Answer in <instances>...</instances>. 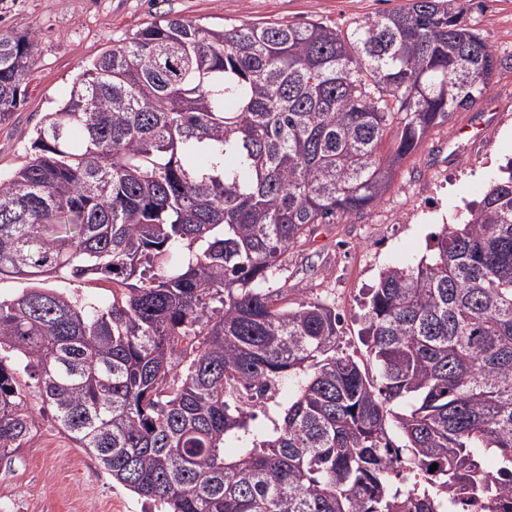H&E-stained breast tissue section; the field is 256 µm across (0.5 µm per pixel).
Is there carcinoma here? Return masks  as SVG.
I'll return each mask as SVG.
<instances>
[{
	"instance_id": "obj_1",
	"label": "carcinoma",
	"mask_w": 512,
	"mask_h": 512,
	"mask_svg": "<svg viewBox=\"0 0 512 512\" xmlns=\"http://www.w3.org/2000/svg\"><path fill=\"white\" fill-rule=\"evenodd\" d=\"M471 2L408 0L346 31L158 17L82 66L0 177V280L96 281L112 303L0 297V456L32 441L33 395L166 512L509 509L512 164L417 264L380 274L363 328L379 378L338 354L335 309L278 281L512 63ZM32 65L30 37L0 38V122ZM291 395V388H288V382H283L280 386L279 392L274 399L266 400V403L262 406L257 407V417L252 422V426L255 429H269L272 425L269 421L268 416L276 417L278 410L277 403L285 404L288 402V396ZM261 409V411H259ZM266 409L267 415H264L263 410Z\"/></svg>"
}]
</instances>
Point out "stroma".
Instances as JSON below:
<instances>
[{"label": "stroma", "instance_id": "stroma-1", "mask_svg": "<svg viewBox=\"0 0 512 512\" xmlns=\"http://www.w3.org/2000/svg\"><path fill=\"white\" fill-rule=\"evenodd\" d=\"M406 0H0V37L29 35L34 65L23 104L0 124V175L19 166L34 130L68 96L79 65L160 15L204 25L322 21L347 30ZM469 23L499 56L512 55V0H473ZM484 122L482 136L463 130ZM512 161V69L493 91L434 128L398 169L392 190L370 211L316 225L289 250L279 278L328 302L342 318L339 350L367 362L363 314L381 272L418 261L443 225L480 201ZM31 444L0 457V503L11 512H160L103 472L51 412L36 410Z\"/></svg>", "mask_w": 512, "mask_h": 512}]
</instances>
